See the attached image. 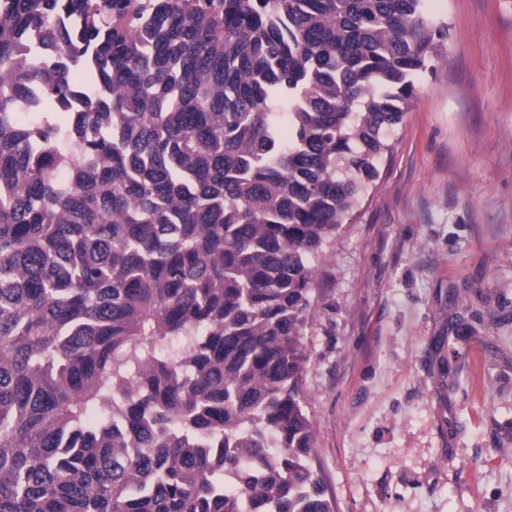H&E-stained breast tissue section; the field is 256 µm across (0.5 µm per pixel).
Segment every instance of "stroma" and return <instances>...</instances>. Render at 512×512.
I'll return each instance as SVG.
<instances>
[{"instance_id": "35a3bbf8", "label": "stroma", "mask_w": 512, "mask_h": 512, "mask_svg": "<svg viewBox=\"0 0 512 512\" xmlns=\"http://www.w3.org/2000/svg\"><path fill=\"white\" fill-rule=\"evenodd\" d=\"M425 9L448 38L302 336L336 512H512V0Z\"/></svg>"}]
</instances>
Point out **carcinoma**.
<instances>
[{
    "mask_svg": "<svg viewBox=\"0 0 512 512\" xmlns=\"http://www.w3.org/2000/svg\"><path fill=\"white\" fill-rule=\"evenodd\" d=\"M447 37L425 0H0V512H336L300 336Z\"/></svg>",
    "mask_w": 512,
    "mask_h": 512,
    "instance_id": "1",
    "label": "carcinoma"
}]
</instances>
